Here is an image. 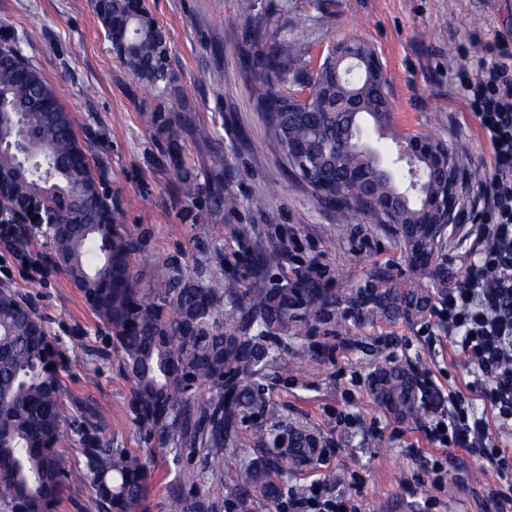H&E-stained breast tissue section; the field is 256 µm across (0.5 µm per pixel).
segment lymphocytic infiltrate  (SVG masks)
<instances>
[{"label": "lymphocytic infiltrate", "mask_w": 512, "mask_h": 512, "mask_svg": "<svg viewBox=\"0 0 512 512\" xmlns=\"http://www.w3.org/2000/svg\"><path fill=\"white\" fill-rule=\"evenodd\" d=\"M461 90L492 150V178L481 190L477 224H463V240L475 247L462 260L430 315L445 321L471 376L465 389L431 396L430 438L485 459L497 486L499 512H512V456L501 441L512 436V45L502 42L493 57L475 58ZM290 512H362L361 503L322 495L319 487L288 496Z\"/></svg>", "instance_id": "f902f5d3"}]
</instances>
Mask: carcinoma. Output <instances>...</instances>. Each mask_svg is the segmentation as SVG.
<instances>
[{
    "label": "carcinoma",
    "instance_id": "carcinoma-1",
    "mask_svg": "<svg viewBox=\"0 0 512 512\" xmlns=\"http://www.w3.org/2000/svg\"><path fill=\"white\" fill-rule=\"evenodd\" d=\"M94 13L122 64L151 100L146 108L155 129L162 163L173 171L183 198L195 201L205 190L201 172L185 160V146L177 128L184 104L173 86L170 45L164 29L145 0H93ZM288 0L267 11L253 29L248 65L252 98L269 115L270 131L283 148L301 145L304 168L319 180L307 183L320 203L337 206L343 223L368 219L374 224H397L408 250L433 256L446 225L433 232L419 227L423 219L421 194L400 192L392 212L367 209V183L380 198L399 192V183L413 182L411 168L401 156L381 157L376 143L398 139L392 124L386 81L364 70L360 78L342 84L337 95L319 91L333 81L336 58L326 56L314 76L301 73V48L281 16ZM342 49L371 57L366 42L349 38ZM293 74L306 101L283 94L277 83ZM362 96L363 110L353 121L336 113V99L350 93ZM33 131L38 163L21 169L16 148L0 149V174L5 181L6 207L0 223L16 222L30 212L52 250L54 265L75 286L96 317L111 333L112 351L131 383L127 406L147 445L201 448L210 457L206 480L224 485V462L242 452L238 448L239 418L251 410L274 411L275 402L259 379L271 368L293 370L288 362V337L304 336L310 324L300 310L321 312L328 305L325 289L313 282L277 281L261 288H245L234 276L207 279L181 272L165 281L142 285L132 260L146 253L142 235L125 224L122 208L108 192L104 165H94L89 149L76 133L78 115L60 102L57 90L21 53L15 40L0 39V136L19 134L21 120ZM224 152L209 156L206 171L224 174ZM350 170H363L368 181L351 182L345 199L324 189L321 180L336 182ZM282 248L258 254L265 271L279 268ZM408 316L420 315L431 304V291L416 285L404 295ZM396 309L389 295H378L373 316ZM68 369L57 341L44 319L23 305L19 294L0 289V506L4 512H54L63 492L90 484V512H151L148 501L149 458L142 450L103 448L92 421L94 407L66 404L62 379ZM371 389L393 412L415 413V385L403 361L375 376ZM78 436L84 457L79 465L59 447L64 424ZM258 442L281 473L307 461L300 455L301 432L259 430ZM247 483L268 499L282 496L267 469L253 463L245 470ZM164 512H213L204 499L171 493Z\"/></svg>",
    "mask_w": 512,
    "mask_h": 512
}]
</instances>
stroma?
Instances as JSON below:
<instances>
[{
	"mask_svg": "<svg viewBox=\"0 0 512 512\" xmlns=\"http://www.w3.org/2000/svg\"><path fill=\"white\" fill-rule=\"evenodd\" d=\"M170 41L173 84L186 107L179 135L187 156L204 168L215 150L228 166L222 189L240 205L217 207L210 192L184 201L159 162L143 89L112 51L92 0H0V30L15 35L45 79L61 90L62 102L80 119L78 136L105 162L113 199L126 222L142 232L146 256L132 266L141 283L168 278L173 266L192 275L238 277L246 287L269 278L294 280L296 271L319 263L326 288V315L311 318L307 335L288 343L289 374L269 370L262 380L276 403L275 414H248L238 422L244 462L263 459L255 434L262 428L301 425L319 438L322 458L283 476L270 471L284 490L320 485L325 494L357 495L365 512H495L487 499L496 476L488 464L461 448L433 444L427 410L401 416L369 392L375 374L393 358H405L414 379L430 378L441 389L464 386L463 360L443 328L424 329V317L395 312L370 314L384 290L403 296L418 283L397 226L367 222L342 225L288 169L268 115L250 97L244 74L251 50L250 27L238 0H146ZM335 18L333 29L323 15ZM305 49L302 64L313 72L331 44L355 37L373 46L382 62L392 119L404 135L444 140L468 174L462 197L489 182L492 153L477 119L459 94L461 71L473 55L512 36V0H288L284 18ZM210 138L196 134L198 127ZM248 239H240V228ZM25 245L0 241V285L34 304L69 361L63 375L65 402L102 403L95 423L102 444L141 448L127 409L130 384L111 351L108 329L81 294L52 264L50 248L33 225H16ZM279 246L281 267L259 271V250ZM346 415V426L336 424ZM451 457L448 480L433 488L428 466ZM204 452L152 448L148 495L152 512H163L173 491L214 502L216 512H288L287 499L272 503L245 491L242 464L224 471L220 487L207 483Z\"/></svg>",
	"mask_w": 512,
	"mask_h": 512,
	"instance_id": "obj_1",
	"label": "stroma"
}]
</instances>
